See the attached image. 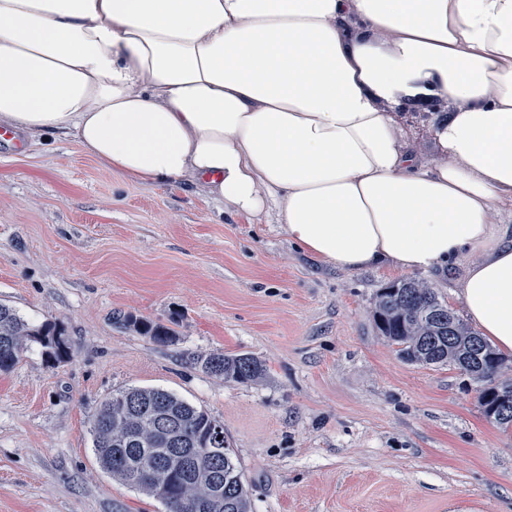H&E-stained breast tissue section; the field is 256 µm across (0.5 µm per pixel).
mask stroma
<instances>
[{"label":"stroma","instance_id":"obj_1","mask_svg":"<svg viewBox=\"0 0 512 512\" xmlns=\"http://www.w3.org/2000/svg\"><path fill=\"white\" fill-rule=\"evenodd\" d=\"M399 279L329 267L195 185L126 180L63 133L0 140V303L71 346L54 364L30 344L0 373V512H165L94 452L91 414L130 387L223 424L253 512H512V430L465 372L405 362L376 328ZM224 353L259 358L264 378L192 363ZM127 326L137 333L149 336L156 343L168 344L175 340L176 332L173 328L161 323L143 318H137L131 314L123 316Z\"/></svg>","mask_w":512,"mask_h":512}]
</instances>
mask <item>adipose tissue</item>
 <instances>
[{"label":"adipose tissue","instance_id":"adipose-tissue-1","mask_svg":"<svg viewBox=\"0 0 512 512\" xmlns=\"http://www.w3.org/2000/svg\"><path fill=\"white\" fill-rule=\"evenodd\" d=\"M429 96L432 162L394 115ZM0 125L274 213L338 269L462 266L512 354V0H0Z\"/></svg>","mask_w":512,"mask_h":512}]
</instances>
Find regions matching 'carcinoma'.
Returning a JSON list of instances; mask_svg holds the SVG:
<instances>
[{"mask_svg":"<svg viewBox=\"0 0 512 512\" xmlns=\"http://www.w3.org/2000/svg\"><path fill=\"white\" fill-rule=\"evenodd\" d=\"M376 324L400 357L426 366H456L480 383L484 415L502 430H512V381L498 374L504 360L469 328L438 294L407 279L381 289L375 303ZM127 326L156 343L175 340L173 328L131 314ZM61 328L32 325L0 303V372L12 370L31 343L47 359L70 357ZM204 371L248 383L265 366L247 355L213 354L195 358ZM93 448L100 467L112 477L163 504L166 512H253L251 493L234 451L220 455L201 448L228 447L224 426L205 410L158 388H127L101 402L91 419Z\"/></svg>","mask_w":512,"mask_h":512,"instance_id":"carcinoma-1","label":"carcinoma"}]
</instances>
